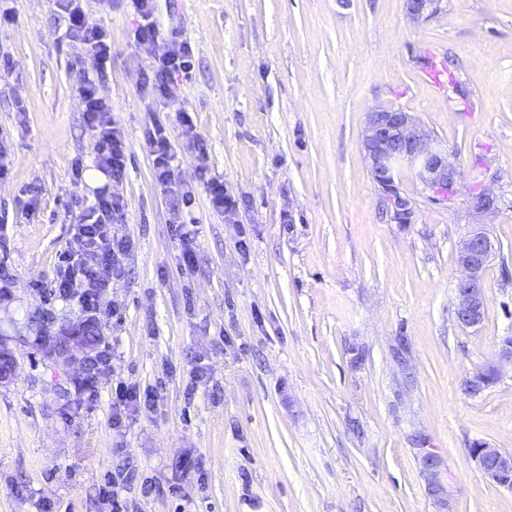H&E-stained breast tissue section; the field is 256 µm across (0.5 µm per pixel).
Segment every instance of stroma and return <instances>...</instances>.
Wrapping results in <instances>:
<instances>
[{
    "label": "stroma",
    "mask_w": 512,
    "mask_h": 512,
    "mask_svg": "<svg viewBox=\"0 0 512 512\" xmlns=\"http://www.w3.org/2000/svg\"><path fill=\"white\" fill-rule=\"evenodd\" d=\"M0 29V335L50 311V336L82 324L55 288L76 252L71 220L102 185L124 202L131 242L94 326L107 362L86 389L84 349L60 368L35 338L12 340L0 384V512H112L102 489L127 476L125 512H512L470 450L512 452V371L484 394L463 380L512 336V0H443L424 21L404 0H156L176 38L132 44L130 0H84L107 29L103 90L126 142L119 179L95 164L75 94L89 66L56 0H12ZM190 79L164 103L141 90L148 64L180 42ZM413 113L456 157L463 195L431 200L406 168L395 181L412 223L391 220L362 151L366 112ZM207 148L182 137V113ZM165 127L174 178L191 193L188 241L145 141ZM236 202L213 212L206 177ZM491 184L498 251L482 323L454 313L456 253ZM194 254L184 263V250ZM153 386L152 412L112 423V389ZM442 460L450 494L426 489L421 457ZM190 467H182V460ZM182 486L183 502L168 488ZM469 207L478 214H496L499 210L497 195L485 185L469 194Z\"/></svg>",
    "instance_id": "35a3bbf8"
}]
</instances>
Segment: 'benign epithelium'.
I'll use <instances>...</instances> for the list:
<instances>
[{
    "label": "benign epithelium",
    "mask_w": 512,
    "mask_h": 512,
    "mask_svg": "<svg viewBox=\"0 0 512 512\" xmlns=\"http://www.w3.org/2000/svg\"><path fill=\"white\" fill-rule=\"evenodd\" d=\"M442 0H405L407 15L413 20L428 19L440 8ZM362 150L373 182L382 191L390 209L391 219L409 224L414 216L413 202L401 195L395 184L396 169L413 171L423 189L437 201L454 202L460 174L456 157L433 138L409 112L400 108L376 106L366 112L362 131ZM469 207L478 214H495L499 210L497 195L481 185L469 194ZM496 252L490 229L486 224L468 225L465 239L456 254L460 271L455 284V317L463 327L481 324L487 302L484 268ZM90 348L79 335L65 336L54 344V351L63 363L74 361L73 346ZM0 383L14 373L17 361L11 349L0 342ZM512 366V342L501 343L496 360L491 362L495 378L503 368ZM483 477L491 484L512 492V453L504 452L487 442L471 449ZM428 492L440 502L447 501V489L441 480L437 457L427 452L422 457Z\"/></svg>",
    "instance_id": "1"
}]
</instances>
